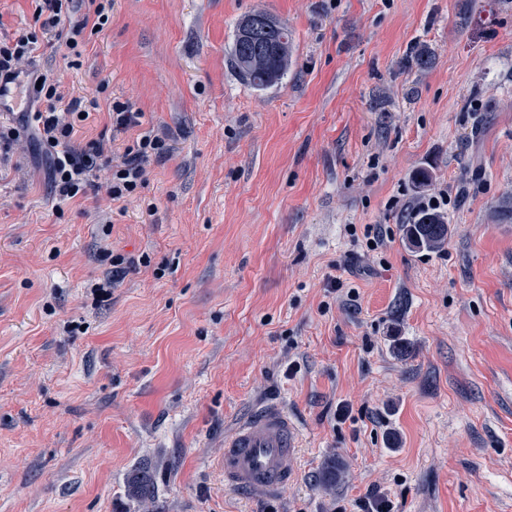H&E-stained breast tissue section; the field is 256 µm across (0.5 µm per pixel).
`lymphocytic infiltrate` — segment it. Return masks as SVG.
Returning a JSON list of instances; mask_svg holds the SVG:
<instances>
[{
    "instance_id": "f902f5d3",
    "label": "lymphocytic infiltrate",
    "mask_w": 512,
    "mask_h": 512,
    "mask_svg": "<svg viewBox=\"0 0 512 512\" xmlns=\"http://www.w3.org/2000/svg\"><path fill=\"white\" fill-rule=\"evenodd\" d=\"M33 29L0 38V79L25 77L28 105L20 125L0 123V154L10 155L22 135H31L49 160L51 181L59 202L85 193L102 180L107 197L127 201L139 195L151 162L171 152L167 140L145 134L114 154L106 137L77 143L75 136L86 118L99 110L97 99L66 97L61 78L40 72L35 61L41 45L66 49L70 67H78L85 31L100 33L112 17V0H34Z\"/></svg>"
}]
</instances>
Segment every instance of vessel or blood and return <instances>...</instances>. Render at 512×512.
<instances>
[{
	"instance_id": "b4317fda",
	"label": "vessel or blood",
	"mask_w": 512,
	"mask_h": 512,
	"mask_svg": "<svg viewBox=\"0 0 512 512\" xmlns=\"http://www.w3.org/2000/svg\"><path fill=\"white\" fill-rule=\"evenodd\" d=\"M299 430L285 408L264 407L247 416L224 443V485L274 500L297 479Z\"/></svg>"
}]
</instances>
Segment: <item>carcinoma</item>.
I'll return each mask as SVG.
<instances>
[{
    "mask_svg": "<svg viewBox=\"0 0 512 512\" xmlns=\"http://www.w3.org/2000/svg\"><path fill=\"white\" fill-rule=\"evenodd\" d=\"M271 15L257 10L237 23L230 63L243 80L259 90L277 84L288 71L291 35L278 23L270 25ZM404 237L416 250H436L448 240L447 220L441 214L418 209L410 213L404 225ZM129 493L141 500L155 497L154 474L140 469L131 481Z\"/></svg>",
    "mask_w": 512,
    "mask_h": 512,
    "instance_id": "cac0c4a2",
    "label": "carcinoma"
}]
</instances>
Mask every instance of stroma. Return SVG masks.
Wrapping results in <instances>:
<instances>
[{"label": "stroma", "mask_w": 512, "mask_h": 512, "mask_svg": "<svg viewBox=\"0 0 512 512\" xmlns=\"http://www.w3.org/2000/svg\"><path fill=\"white\" fill-rule=\"evenodd\" d=\"M257 9L292 36L265 90L228 65ZM39 59L100 104L79 141L126 102L144 123L113 150L172 151L139 199L60 217L32 142L0 165V512H512V0H112L79 68ZM443 191L447 243L408 249ZM114 252L149 262L93 304ZM267 405L301 436L274 501L219 465ZM129 493L144 501H154L155 483L151 469L143 467L136 473L131 481Z\"/></svg>", "instance_id": "obj_1"}]
</instances>
